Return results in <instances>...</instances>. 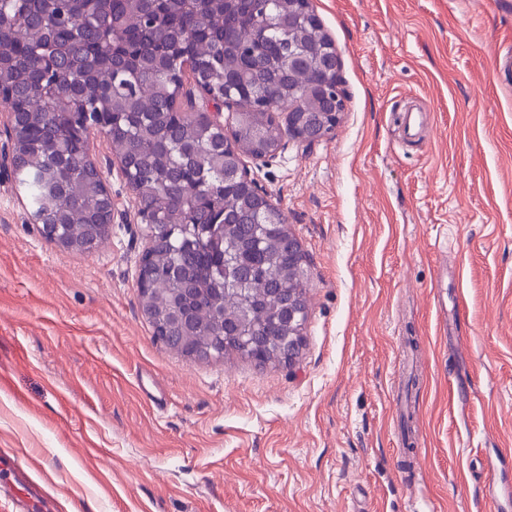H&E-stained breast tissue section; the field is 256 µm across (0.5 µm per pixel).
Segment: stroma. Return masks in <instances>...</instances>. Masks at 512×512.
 Returning a JSON list of instances; mask_svg holds the SVG:
<instances>
[{
  "instance_id": "obj_1",
  "label": "stroma",
  "mask_w": 512,
  "mask_h": 512,
  "mask_svg": "<svg viewBox=\"0 0 512 512\" xmlns=\"http://www.w3.org/2000/svg\"><path fill=\"white\" fill-rule=\"evenodd\" d=\"M311 5L345 110L248 162L306 256L292 362L172 352L141 313L143 225L63 250L0 180V450L56 512H501L485 486L512 459V0Z\"/></svg>"
}]
</instances>
